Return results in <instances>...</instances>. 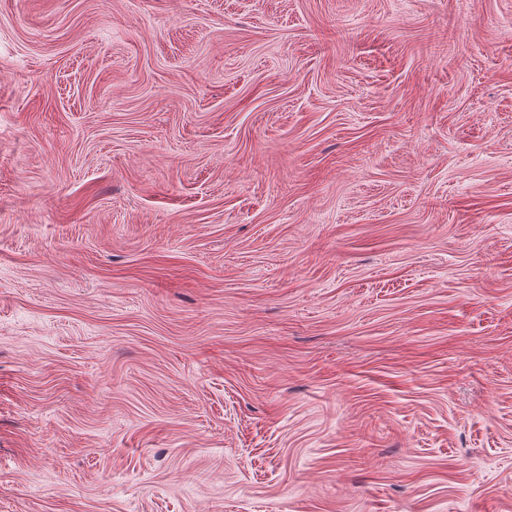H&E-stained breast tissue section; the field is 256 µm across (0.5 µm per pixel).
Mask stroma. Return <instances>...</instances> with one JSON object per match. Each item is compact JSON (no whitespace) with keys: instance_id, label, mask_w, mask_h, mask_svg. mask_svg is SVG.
<instances>
[{"instance_id":"stroma-1","label":"stroma","mask_w":512,"mask_h":512,"mask_svg":"<svg viewBox=\"0 0 512 512\" xmlns=\"http://www.w3.org/2000/svg\"><path fill=\"white\" fill-rule=\"evenodd\" d=\"M0 512H512V0H0Z\"/></svg>"}]
</instances>
